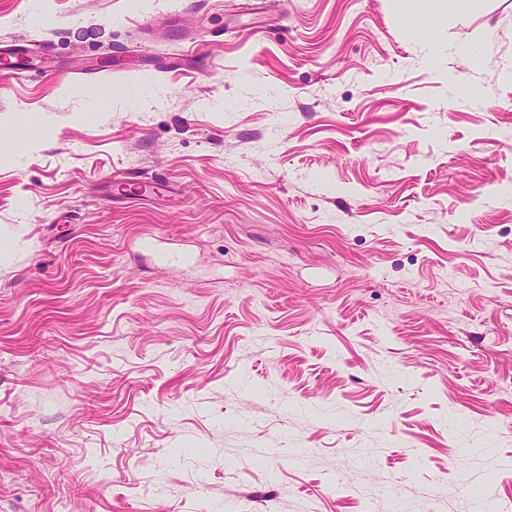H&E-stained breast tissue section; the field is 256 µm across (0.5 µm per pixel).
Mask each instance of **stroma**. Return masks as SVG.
Masks as SVG:
<instances>
[{"label":"stroma","instance_id":"stroma-1","mask_svg":"<svg viewBox=\"0 0 512 512\" xmlns=\"http://www.w3.org/2000/svg\"><path fill=\"white\" fill-rule=\"evenodd\" d=\"M34 39L112 91L0 75V512H512V0Z\"/></svg>","mask_w":512,"mask_h":512}]
</instances>
